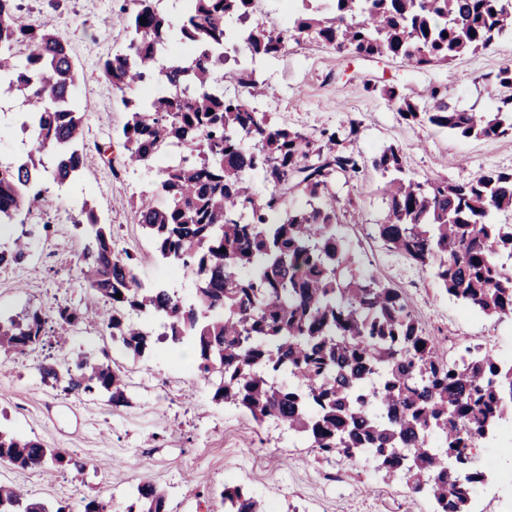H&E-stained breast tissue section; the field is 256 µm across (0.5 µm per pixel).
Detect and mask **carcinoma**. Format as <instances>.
Wrapping results in <instances>:
<instances>
[{
  "label": "carcinoma",
  "mask_w": 512,
  "mask_h": 512,
  "mask_svg": "<svg viewBox=\"0 0 512 512\" xmlns=\"http://www.w3.org/2000/svg\"><path fill=\"white\" fill-rule=\"evenodd\" d=\"M253 0H188L178 23L161 0H132L133 37L124 52L102 63L122 95L147 85L129 110L123 164L149 166L173 144L187 155L158 170L152 196L135 215L157 255L195 278L186 300L175 288H146L138 258L118 253L112 231L83 202L73 217L89 242L79 266L94 298L109 304L35 310L0 320V351L24 356L43 343L53 322L64 331L102 321L112 341L140 356L156 343L188 344L212 399L233 405L255 423L274 420L324 455L364 457L385 475L402 477L427 494L433 512H471L487 471L471 449L512 429V363L480 346L459 358L425 333L399 288L354 273L340 234L336 177L352 180L363 165L337 148L336 132L307 134L271 123L252 99L265 93L250 76L251 60L277 56L291 40L314 36L338 52L401 59L415 66L449 63L512 36V0H302L303 13L285 28L256 26L237 35ZM147 18L146 24L140 19ZM173 42L195 47L169 58ZM237 65L250 97H228L224 61ZM494 112L459 111L436 87L421 112L395 87L385 94L406 120L465 139L512 135V65L491 76ZM17 91L18 120L34 148L0 159V228L23 224L48 204L45 173L63 187L79 175L87 106L76 98L68 41L49 24L27 22L19 0H0V89ZM385 178L388 204L377 233L389 250L430 269L449 296L499 321H512V172L486 170L466 181H417L402 175L399 150L372 160ZM260 170L271 189L256 195ZM160 195L166 203L156 205ZM225 252H220V249ZM31 256L17 237L0 249V264ZM122 294L116 298V294ZM424 348H418V344ZM42 381L73 394L102 392L114 407L128 403L122 372L108 355L78 354L65 364L42 362ZM289 381H282V376ZM0 461L21 468L83 462L35 440L0 429ZM224 512H266L236 485L220 492ZM164 494L137 486L128 512H165ZM0 512H72L0 483Z\"/></svg>",
  "instance_id": "1"
}]
</instances>
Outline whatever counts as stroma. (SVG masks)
Wrapping results in <instances>:
<instances>
[{"label": "stroma", "instance_id": "35a3bbf8", "mask_svg": "<svg viewBox=\"0 0 512 512\" xmlns=\"http://www.w3.org/2000/svg\"><path fill=\"white\" fill-rule=\"evenodd\" d=\"M33 24L50 23L70 43L76 88L90 110L86 118L81 178L54 194L38 222L50 223L47 238L32 240L28 262L0 267V316L22 318L56 304L84 306L93 294L79 274L85 239L71 223L83 202H91L102 223L111 225L118 248L139 259L144 283L163 282L191 293V280L171 275L156 260L130 200L151 189L157 170L120 166L121 134L128 120L123 97L116 94L100 65L121 52L132 35L130 0H20ZM257 66L270 77L267 91L255 98L260 111L276 123L318 137L339 133L340 150L371 160L383 148L401 150L402 166L418 179L468 180L484 170L512 171V137L462 139L448 130L406 122L385 95L395 86L418 108L429 104L427 90H445L456 109L492 112L482 77L512 64V37L491 48L467 53L449 64L417 68L388 57L339 53L308 39L289 42L274 58ZM21 108L13 93H0V157L23 156L30 139L11 121ZM111 144V156L98 148ZM383 180L372 167L357 179L333 185L341 231L361 269L402 289L430 335L456 334L460 346L482 345L512 356V322L480 315L442 290L431 272L388 250L375 227L387 203ZM108 353L129 382L128 405L115 407L107 396L75 397L45 384L38 362L77 353ZM195 359L183 350L156 345L133 358L113 342L101 324H87L67 336L48 332L42 347L0 361V428L35 439L80 458L85 470L69 467L22 470L0 461V480L27 489L49 502L112 501L126 512L134 487L150 481L164 491L168 512H224V485L243 488L262 500L268 512H432L431 502L414 494L403 479L387 477L372 462L326 458L308 448L274 421L256 424L245 412L214 402ZM512 438L500 447L476 451L482 467H496L507 479L497 489L473 497L471 512H512Z\"/></svg>", "mask_w": 512, "mask_h": 512}]
</instances>
